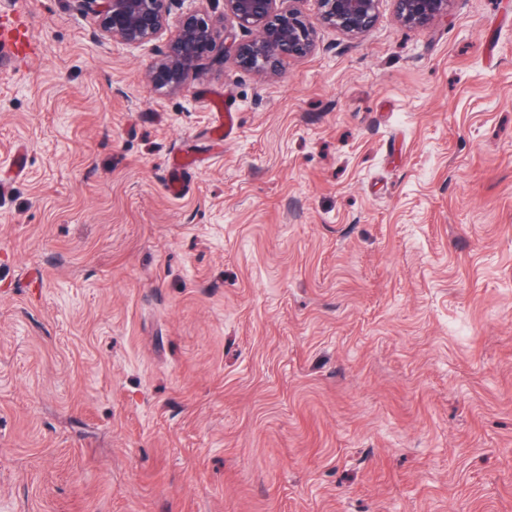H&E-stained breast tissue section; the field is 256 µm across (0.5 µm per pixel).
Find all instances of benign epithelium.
<instances>
[{
    "label": "benign epithelium",
    "instance_id": "benign-epithelium-1",
    "mask_svg": "<svg viewBox=\"0 0 512 512\" xmlns=\"http://www.w3.org/2000/svg\"><path fill=\"white\" fill-rule=\"evenodd\" d=\"M78 9L95 18L102 35L139 45L162 35L169 26L178 0H74ZM286 0H224V20L251 38L224 37V55L238 67L275 74L314 47L317 26L323 25L351 38L369 32L378 18L379 0H317L313 20L297 9L282 6ZM397 16L411 26H425L448 13L451 0H394ZM216 40L213 18L206 9L182 13L168 49L151 71L156 89L175 90L195 71Z\"/></svg>",
    "mask_w": 512,
    "mask_h": 512
}]
</instances>
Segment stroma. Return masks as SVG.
Instances as JSON below:
<instances>
[{
    "mask_svg": "<svg viewBox=\"0 0 512 512\" xmlns=\"http://www.w3.org/2000/svg\"><path fill=\"white\" fill-rule=\"evenodd\" d=\"M5 16L0 512H512V0L173 92L168 35ZM197 160L191 156L179 157L168 167V175L166 178V186L169 193L173 196H179L184 191V183L182 181V172L192 168Z\"/></svg>",
    "mask_w": 512,
    "mask_h": 512,
    "instance_id": "1",
    "label": "stroma"
}]
</instances>
